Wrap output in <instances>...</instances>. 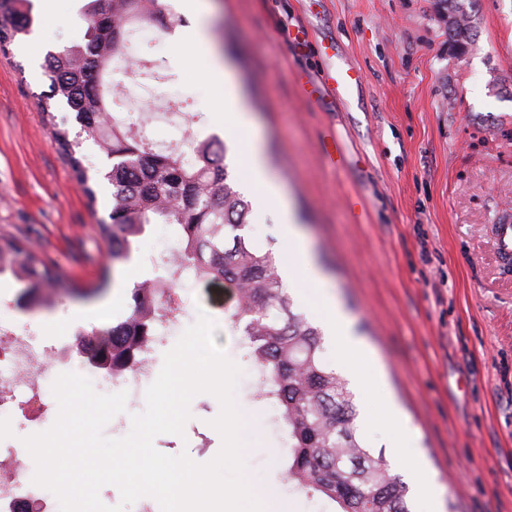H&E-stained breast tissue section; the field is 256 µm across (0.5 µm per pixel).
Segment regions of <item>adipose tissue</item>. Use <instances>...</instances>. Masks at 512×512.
I'll list each match as a JSON object with an SVG mask.
<instances>
[{
	"label": "adipose tissue",
	"mask_w": 512,
	"mask_h": 512,
	"mask_svg": "<svg viewBox=\"0 0 512 512\" xmlns=\"http://www.w3.org/2000/svg\"><path fill=\"white\" fill-rule=\"evenodd\" d=\"M182 10L191 23L181 28L176 42L186 57L202 61L207 69L216 88V95L211 103L214 119L228 133L246 132L244 151L250 171L249 185L258 189L267 203L274 205L281 215L283 238L287 241L289 250L288 257L282 260L286 277L295 279L298 272L303 271L315 284H322L323 279L312 262L307 242L294 222L283 183L266 166L261 135L239 94L236 78L207 39L205 0H182ZM322 303L328 312L326 322L335 337L338 362L344 374L358 386L362 395H369L376 383L372 365L367 363L363 348L350 336L334 296L324 294Z\"/></svg>",
	"instance_id": "1"
}]
</instances>
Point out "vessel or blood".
<instances>
[{
    "instance_id": "b4317fda",
    "label": "vessel or blood",
    "mask_w": 512,
    "mask_h": 512,
    "mask_svg": "<svg viewBox=\"0 0 512 512\" xmlns=\"http://www.w3.org/2000/svg\"><path fill=\"white\" fill-rule=\"evenodd\" d=\"M321 53L327 64L320 75L314 76L304 70L295 71L294 81L298 96L315 105L330 102L350 104L353 89L362 83L359 68L343 58L335 44L323 45ZM319 149L331 167L341 170L348 166L347 153L338 135L333 132L323 134Z\"/></svg>"
}]
</instances>
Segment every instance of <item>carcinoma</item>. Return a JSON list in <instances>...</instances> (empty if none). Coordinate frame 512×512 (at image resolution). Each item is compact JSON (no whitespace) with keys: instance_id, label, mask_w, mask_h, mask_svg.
Segmentation results:
<instances>
[{"instance_id":"obj_1","label":"carcinoma","mask_w":512,"mask_h":512,"mask_svg":"<svg viewBox=\"0 0 512 512\" xmlns=\"http://www.w3.org/2000/svg\"><path fill=\"white\" fill-rule=\"evenodd\" d=\"M84 0L86 24L81 42L48 55L51 97H60L75 120L112 161L105 174L112 185L110 222L99 225L112 265L126 264L134 245L151 224L173 227L177 260L184 273H201L210 282L235 288L238 300L225 309L230 328L248 339L259 379V395L275 401L288 433V484L318 496L336 512H411L408 488L393 473L383 452L370 448L358 432L354 396L347 380L325 362L323 334L294 309L271 250L257 247L242 233L249 203L227 183L226 164L199 140L189 150L156 148L134 124L110 113L108 73L121 54L123 29L145 24L166 26L159 0ZM454 20L448 34L460 52L472 35L464 0H442ZM35 23L32 0H0V53ZM56 142L69 156L90 204L97 193L75 156L68 131L44 109ZM25 284L19 299L44 305L47 288L68 284L13 236H0V276ZM148 289L131 291V311L111 327L77 333L76 350L98 365L135 363L136 349L151 335Z\"/></svg>"}]
</instances>
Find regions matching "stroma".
I'll use <instances>...</instances> for the list:
<instances>
[{
  "instance_id": "stroma-1",
  "label": "stroma",
  "mask_w": 512,
  "mask_h": 512,
  "mask_svg": "<svg viewBox=\"0 0 512 512\" xmlns=\"http://www.w3.org/2000/svg\"><path fill=\"white\" fill-rule=\"evenodd\" d=\"M210 31L228 59L263 133L266 161L283 182L313 262L378 373L409 437L406 453L431 478L438 512H512V266H503L496 227L512 221V0H472L473 36L466 52L448 37L438 0H207ZM65 23L53 26L43 52L81 41L80 0H58ZM308 28L314 47L295 55L291 39ZM138 56L164 59L182 91V111L199 136L214 134L207 104L213 86L205 67L188 61L160 30ZM331 38L359 66L362 111L323 110L300 99L292 73H319L315 46ZM24 36L0 55V234L31 245L86 298L62 295L50 307L17 310L22 286L0 277V320L33 336L50 325L75 331L108 326L129 306L96 323L82 311L102 305L113 288L129 295L163 275L159 259L176 245L172 227L151 225L131 262L109 266L98 225L111 210L99 191L89 205L68 156L52 137L47 114L63 120L89 175L106 163L73 112L50 95V80L28 53ZM343 139L350 166L328 168L318 150L324 129ZM228 181L250 201L254 243L283 249L277 210L247 189L241 138H226ZM357 200L349 209V200ZM297 307L322 325L321 291L306 276L288 283ZM175 293L183 326L206 315L215 341L242 371L235 401L253 414L247 430L248 476L277 488L288 512H332L319 497L285 479L287 435L277 408L259 397L257 374L241 332L224 319L226 289L182 283ZM184 436L161 434V453L211 461L221 437L210 422L218 400L202 393L190 404Z\"/></svg>"
}]
</instances>
